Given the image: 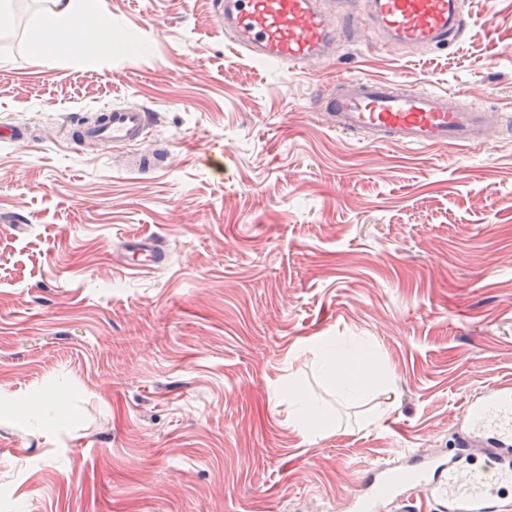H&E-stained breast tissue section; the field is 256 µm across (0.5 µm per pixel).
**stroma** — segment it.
Instances as JSON below:
<instances>
[{"instance_id":"obj_1","label":"stroma","mask_w":512,"mask_h":512,"mask_svg":"<svg viewBox=\"0 0 512 512\" xmlns=\"http://www.w3.org/2000/svg\"><path fill=\"white\" fill-rule=\"evenodd\" d=\"M0 39V512H345L365 466L448 450L468 398L512 382V131L408 149L342 135L315 96L358 75L512 115V0H465L459 45L345 39L313 74L224 41L214 0H100L135 58L33 57L35 0ZM135 104L140 148L73 141ZM168 154L135 170L137 150ZM222 159L216 172L207 160ZM167 260L135 270L127 240ZM361 342L380 382L344 400L316 343ZM334 430L304 433L284 387ZM57 419L26 420L31 401Z\"/></svg>"}]
</instances>
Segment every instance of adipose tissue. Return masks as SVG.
Returning <instances> with one entry per match:
<instances>
[{"instance_id": "obj_1", "label": "adipose tissue", "mask_w": 512, "mask_h": 512, "mask_svg": "<svg viewBox=\"0 0 512 512\" xmlns=\"http://www.w3.org/2000/svg\"><path fill=\"white\" fill-rule=\"evenodd\" d=\"M27 31L31 51L50 61L59 55L95 56L101 52L128 53L122 34L111 22H102L92 32H85L84 19L93 13L97 0H40ZM319 369L326 381L350 400L361 399L366 380L375 368L363 346L336 341L317 348Z\"/></svg>"}]
</instances>
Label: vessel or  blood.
Listing matches in <instances>:
<instances>
[{
    "mask_svg": "<svg viewBox=\"0 0 512 512\" xmlns=\"http://www.w3.org/2000/svg\"><path fill=\"white\" fill-rule=\"evenodd\" d=\"M373 27L394 49L452 46L466 28L464 0H365ZM224 39L262 66L306 71L329 62L354 17L325 0H219ZM328 126L374 144L428 148L480 146L503 123L497 108L467 102L454 92H436L390 80L340 76L319 99ZM152 116L141 106L101 111L98 121L78 123L81 140L129 146L139 143ZM132 255L153 266L164 258L155 237L134 242ZM512 386L499 385L469 398L466 432L445 459L410 455L399 470L369 466L356 512H418L437 503L439 512H507L504 492L512 481Z\"/></svg>",
    "mask_w": 512,
    "mask_h": 512,
    "instance_id": "obj_1",
    "label": "vessel or blood"
}]
</instances>
